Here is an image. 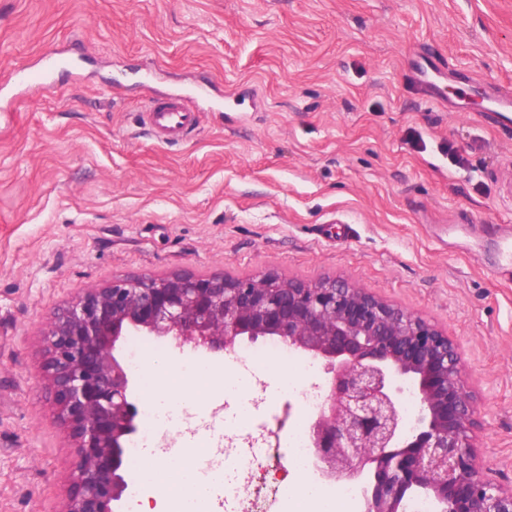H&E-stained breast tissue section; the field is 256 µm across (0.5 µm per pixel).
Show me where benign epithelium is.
<instances>
[{
  "instance_id": "7a95c632",
  "label": "benign epithelium",
  "mask_w": 512,
  "mask_h": 512,
  "mask_svg": "<svg viewBox=\"0 0 512 512\" xmlns=\"http://www.w3.org/2000/svg\"><path fill=\"white\" fill-rule=\"evenodd\" d=\"M156 336L210 354L275 338L320 361L323 402L311 417L317 476L354 483L361 512H512V487L483 477L474 397L461 351L421 316L336 278L130 277L87 288L49 317L47 380L77 463L63 512H116L137 433L129 373L115 356L128 336ZM417 397L404 415L402 383Z\"/></svg>"
}]
</instances>
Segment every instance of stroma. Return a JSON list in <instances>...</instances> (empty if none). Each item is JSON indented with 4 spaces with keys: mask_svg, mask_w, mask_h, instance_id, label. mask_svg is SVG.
<instances>
[{
    "mask_svg": "<svg viewBox=\"0 0 512 512\" xmlns=\"http://www.w3.org/2000/svg\"><path fill=\"white\" fill-rule=\"evenodd\" d=\"M50 94L9 85L49 49ZM445 64L444 100L415 75ZM512 85V0H0V512H62L76 463L50 313L115 277H340L447 332L485 478L512 486V274L452 224L512 225V135L457 106ZM208 86L175 143L154 98ZM291 424L279 362L235 348Z\"/></svg>",
    "mask_w": 512,
    "mask_h": 512,
    "instance_id": "obj_1",
    "label": "stroma"
}]
</instances>
